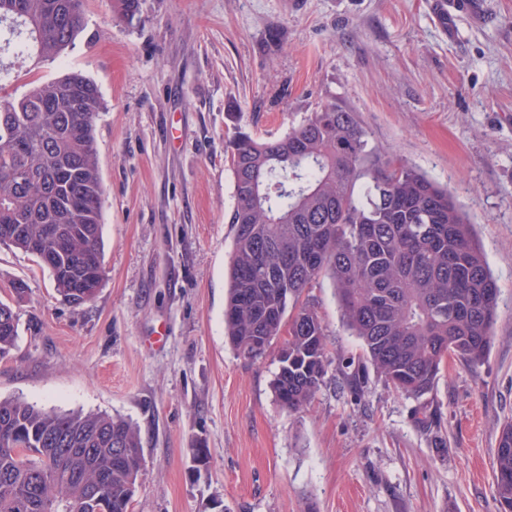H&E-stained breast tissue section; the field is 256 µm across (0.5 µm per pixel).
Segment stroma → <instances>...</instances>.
<instances>
[{
    "label": "stroma",
    "instance_id": "35a3bbf8",
    "mask_svg": "<svg viewBox=\"0 0 512 512\" xmlns=\"http://www.w3.org/2000/svg\"><path fill=\"white\" fill-rule=\"evenodd\" d=\"M141 0L86 25L53 62L5 57L8 92L79 70L98 86L104 275L73 305L36 258L0 245L19 336L0 399L107 413L140 432L130 512H499L494 458L512 419V0ZM353 106L373 141L447 185L476 223L498 314L478 367L448 360L403 395L342 325L335 291L308 292L328 333L322 385L300 411L276 402L275 350L224 340L236 203L235 128L284 136L321 104ZM203 449L205 466L195 461Z\"/></svg>",
    "mask_w": 512,
    "mask_h": 512
}]
</instances>
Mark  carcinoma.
Wrapping results in <instances>:
<instances>
[{
	"label": "carcinoma",
	"mask_w": 512,
	"mask_h": 512,
	"mask_svg": "<svg viewBox=\"0 0 512 512\" xmlns=\"http://www.w3.org/2000/svg\"><path fill=\"white\" fill-rule=\"evenodd\" d=\"M133 20L140 0H113ZM0 54L40 64L62 57L85 27L84 0H0ZM71 84L81 102L65 100ZM103 108L96 83L78 70L16 97L0 84V245L34 256L56 292L74 303L95 297L102 267V182L94 119ZM228 158L236 205L224 301V335L244 357L266 353L281 329L275 400L297 412L327 368L326 327L303 295L332 281L343 320L377 373L395 390L428 393L450 358L472 367L485 358L498 288L473 223L448 188L372 144L357 112L328 101L285 136L262 141L238 130ZM69 234L67 251L47 258L48 227ZM92 254L96 267L80 268ZM19 328L0 300V357ZM93 448L78 476L52 480L59 467L50 440ZM142 460L139 431L106 414L58 413L0 399V512H130ZM500 512H512V421L494 460Z\"/></svg>",
	"instance_id": "1"
}]
</instances>
